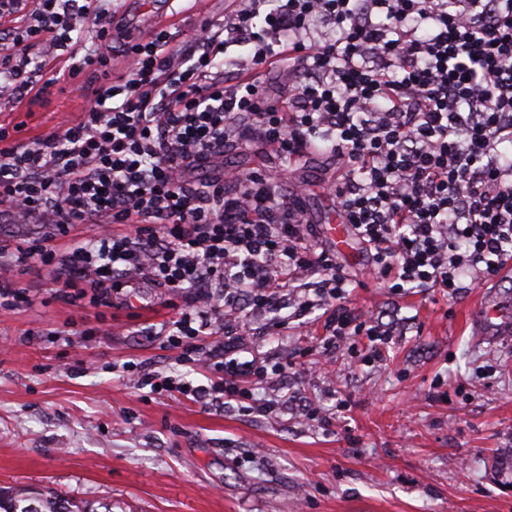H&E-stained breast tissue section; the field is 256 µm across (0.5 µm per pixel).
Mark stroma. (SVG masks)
Returning <instances> with one entry per match:
<instances>
[{
  "mask_svg": "<svg viewBox=\"0 0 512 512\" xmlns=\"http://www.w3.org/2000/svg\"><path fill=\"white\" fill-rule=\"evenodd\" d=\"M239 0H108L118 34L143 18L183 43L203 20H222ZM92 92L57 85L48 105L0 104V122L39 134L79 121ZM225 164L263 167L284 184L312 182L308 208L318 245L355 280L350 305L400 319L384 365L363 345L324 356L314 316L281 330L252 324V346L284 364L279 384L256 390L276 401L268 416L237 404L205 407L138 388L140 371L207 384L159 330L174 311L147 282L93 306L56 298L48 270L25 276L30 302L0 310V486L33 487L113 512H512V335H481L469 313L493 297L512 319V278L475 283L455 297L400 294L368 278L356 236L335 243L336 164L316 153L261 162L231 146ZM300 389L317 413L296 418L282 387Z\"/></svg>",
  "mask_w": 512,
  "mask_h": 512,
  "instance_id": "1",
  "label": "stroma"
}]
</instances>
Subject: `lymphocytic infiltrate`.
Wrapping results in <instances>:
<instances>
[{
	"label": "lymphocytic infiltrate",
	"instance_id": "obj_1",
	"mask_svg": "<svg viewBox=\"0 0 512 512\" xmlns=\"http://www.w3.org/2000/svg\"><path fill=\"white\" fill-rule=\"evenodd\" d=\"M232 46L246 52L228 78ZM275 66L287 76L271 90ZM83 74L99 87L80 122L35 136L0 123V219L46 228L0 245V310L26 301L37 263L65 300L150 281L175 300L168 347L212 374L142 375L153 391L274 411L253 397L266 364L240 354L249 317L285 303L323 311L327 351L362 337L380 362L395 331L350 307L307 186L225 169L227 144L295 163L327 151L336 208L393 292L452 297L512 263V159L498 151L512 141V0H247L182 45L155 28L115 40L101 0H0L1 105L48 101ZM79 224L95 235L70 241Z\"/></svg>",
	"mask_w": 512,
	"mask_h": 512
}]
</instances>
